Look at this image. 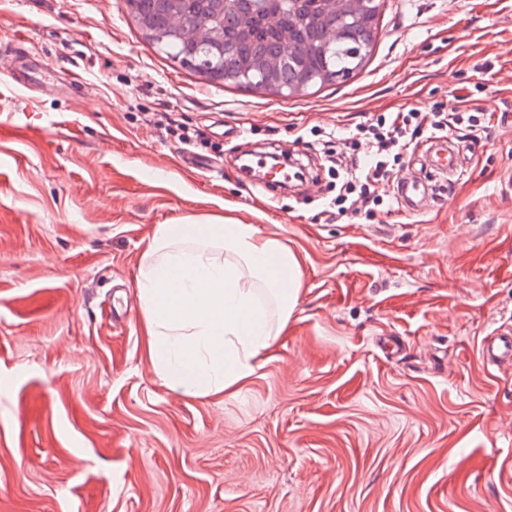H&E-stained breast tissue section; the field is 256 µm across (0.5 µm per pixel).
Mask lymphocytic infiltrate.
I'll list each match as a JSON object with an SVG mask.
<instances>
[{
  "instance_id": "lymphocytic-infiltrate-1",
  "label": "lymphocytic infiltrate",
  "mask_w": 512,
  "mask_h": 512,
  "mask_svg": "<svg viewBox=\"0 0 512 512\" xmlns=\"http://www.w3.org/2000/svg\"><path fill=\"white\" fill-rule=\"evenodd\" d=\"M466 101V96H458L444 112L412 108L378 113L357 124L348 135L338 137V149L324 153L336 192L326 208L329 218L370 215L393 203L391 186L399 176L403 155L416 147L423 135L450 134L474 143L486 137L489 119L484 113L467 109Z\"/></svg>"
}]
</instances>
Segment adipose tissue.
Listing matches in <instances>:
<instances>
[{"instance_id": "1", "label": "adipose tissue", "mask_w": 512, "mask_h": 512, "mask_svg": "<svg viewBox=\"0 0 512 512\" xmlns=\"http://www.w3.org/2000/svg\"><path fill=\"white\" fill-rule=\"evenodd\" d=\"M302 283L297 255L256 225H157L136 288L158 378L189 396L235 393L286 329Z\"/></svg>"}]
</instances>
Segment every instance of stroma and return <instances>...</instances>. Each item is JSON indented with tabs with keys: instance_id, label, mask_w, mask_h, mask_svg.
Returning <instances> with one entry per match:
<instances>
[{
	"instance_id": "1",
	"label": "stroma",
	"mask_w": 512,
	"mask_h": 512,
	"mask_svg": "<svg viewBox=\"0 0 512 512\" xmlns=\"http://www.w3.org/2000/svg\"><path fill=\"white\" fill-rule=\"evenodd\" d=\"M0 512H512V0H384L364 67L284 96L212 85L146 43L124 0H0ZM491 116L418 213L326 220V181L268 193L240 151L319 168L311 128ZM201 130L204 158L152 118ZM236 127L240 138L225 139ZM230 216L288 244L303 287L234 395L166 387L136 288L157 225ZM479 356L484 368L500 369L512 363V326L499 327L484 336L479 346Z\"/></svg>"
}]
</instances>
